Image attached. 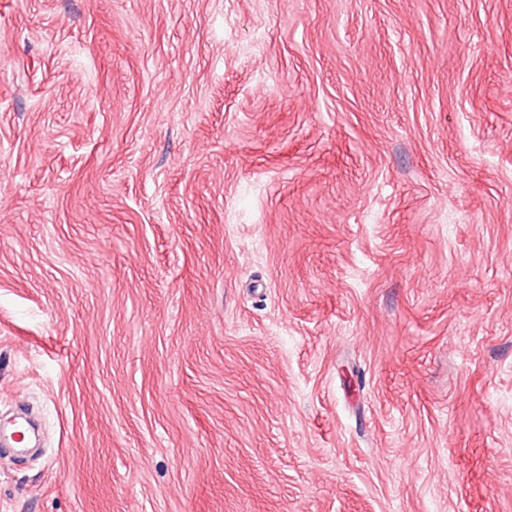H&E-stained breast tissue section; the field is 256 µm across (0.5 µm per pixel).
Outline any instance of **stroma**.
Listing matches in <instances>:
<instances>
[{"label": "stroma", "instance_id": "obj_1", "mask_svg": "<svg viewBox=\"0 0 512 512\" xmlns=\"http://www.w3.org/2000/svg\"><path fill=\"white\" fill-rule=\"evenodd\" d=\"M0 512H512V0H0Z\"/></svg>", "mask_w": 512, "mask_h": 512}]
</instances>
